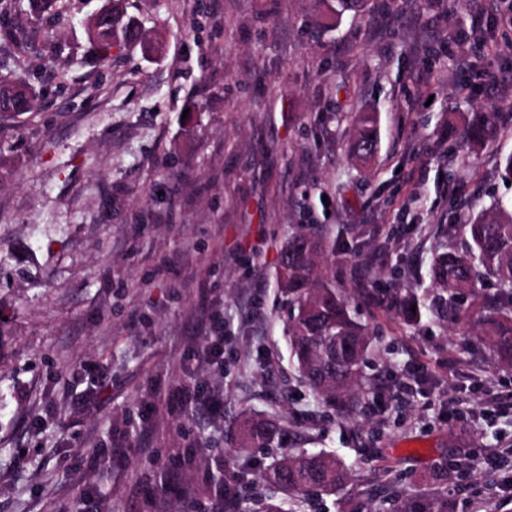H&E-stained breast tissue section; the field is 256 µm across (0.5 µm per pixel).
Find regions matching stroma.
<instances>
[{
    "label": "stroma",
    "instance_id": "1",
    "mask_svg": "<svg viewBox=\"0 0 512 512\" xmlns=\"http://www.w3.org/2000/svg\"><path fill=\"white\" fill-rule=\"evenodd\" d=\"M102 2L0 12V74L35 88L31 112L0 118V512H206L223 479L266 512L275 457L241 447L247 415L352 470L305 512H371L379 490L396 512H512V370L430 276L464 247L459 225L512 201V121L477 149L446 133L512 113V26L478 22L512 0H394L369 19L336 0H126L158 48L106 58L89 31ZM362 112L379 139L364 165L347 152ZM308 224L361 247L326 269L372 338L350 411L291 365L272 274ZM415 286L433 306L416 325L368 297ZM215 312L224 373L187 375ZM190 378L223 390V417L173 407ZM168 466L180 484H161Z\"/></svg>",
    "mask_w": 512,
    "mask_h": 512
}]
</instances>
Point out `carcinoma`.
Masks as SVG:
<instances>
[{
    "instance_id": "1",
    "label": "carcinoma",
    "mask_w": 512,
    "mask_h": 512,
    "mask_svg": "<svg viewBox=\"0 0 512 512\" xmlns=\"http://www.w3.org/2000/svg\"><path fill=\"white\" fill-rule=\"evenodd\" d=\"M112 2L109 24L91 28L92 38L104 54L113 48H129L145 42L139 20L126 14L123 0ZM34 92L26 77L0 78V115L29 112ZM506 119L501 112H473L464 135L473 146L492 138ZM378 148L377 122L371 113L357 120L349 152L362 164ZM468 237L465 250L445 248L433 260L431 277L449 296L468 295L479 316L476 335L491 359L512 369V209L493 201L471 222L462 225ZM336 253V240L319 231H298L280 249L275 281L288 298V346L298 377L315 397L327 404L354 403L361 389V366L371 347L365 329L350 313L349 295L325 276L323 267ZM485 277L499 285L497 300L490 304L479 294L477 282ZM391 308L409 325L421 320L425 304L411 290L371 295ZM416 311H411V307ZM240 428L247 448L280 447V430L265 417H247ZM350 470L335 458L321 454H284L262 474V480L279 489L297 507L317 491H332L346 484Z\"/></svg>"
}]
</instances>
